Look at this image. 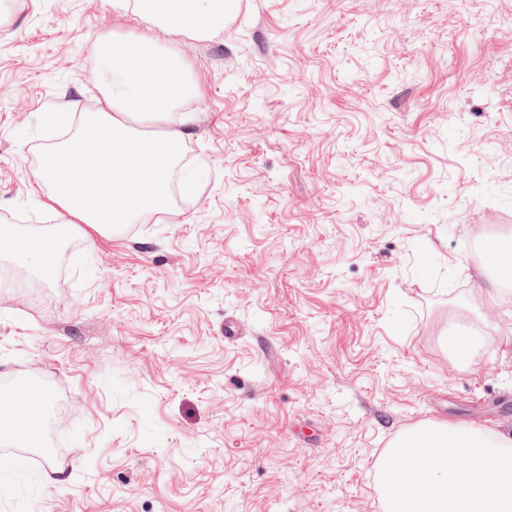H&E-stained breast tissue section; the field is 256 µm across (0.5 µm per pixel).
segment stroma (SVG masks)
<instances>
[{
	"mask_svg": "<svg viewBox=\"0 0 512 512\" xmlns=\"http://www.w3.org/2000/svg\"><path fill=\"white\" fill-rule=\"evenodd\" d=\"M9 4L0 225L60 223L34 173L53 116L104 107L107 37L180 48L196 191L49 249L47 279L0 254V388L71 406L0 458V512H382L400 435L512 433V302L476 251L512 226V0H239L209 37ZM453 319L483 338L465 366Z\"/></svg>",
	"mask_w": 512,
	"mask_h": 512,
	"instance_id": "1",
	"label": "stroma"
}]
</instances>
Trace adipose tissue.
Returning <instances> with one entry per match:
<instances>
[{"label": "adipose tissue", "instance_id": "ef3b65f1", "mask_svg": "<svg viewBox=\"0 0 512 512\" xmlns=\"http://www.w3.org/2000/svg\"><path fill=\"white\" fill-rule=\"evenodd\" d=\"M238 0H125L149 27L209 36L224 27ZM116 87L97 112L75 117L74 135L50 149L35 172L65 212L56 235L85 224L98 232L169 209V175L186 136L173 110L193 92L177 52L160 54L150 40L104 42Z\"/></svg>", "mask_w": 512, "mask_h": 512}]
</instances>
